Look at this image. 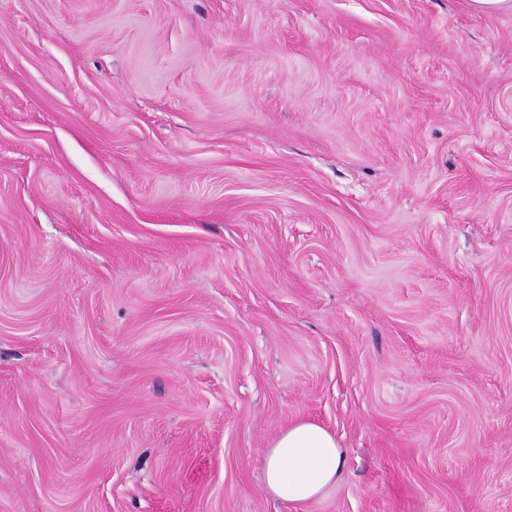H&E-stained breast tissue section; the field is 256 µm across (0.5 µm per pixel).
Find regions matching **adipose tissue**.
Here are the masks:
<instances>
[{"instance_id": "1", "label": "adipose tissue", "mask_w": 512, "mask_h": 512, "mask_svg": "<svg viewBox=\"0 0 512 512\" xmlns=\"http://www.w3.org/2000/svg\"><path fill=\"white\" fill-rule=\"evenodd\" d=\"M344 457V448L329 430L311 421L294 422L267 450L266 489L285 502L316 500L339 480Z\"/></svg>"}]
</instances>
